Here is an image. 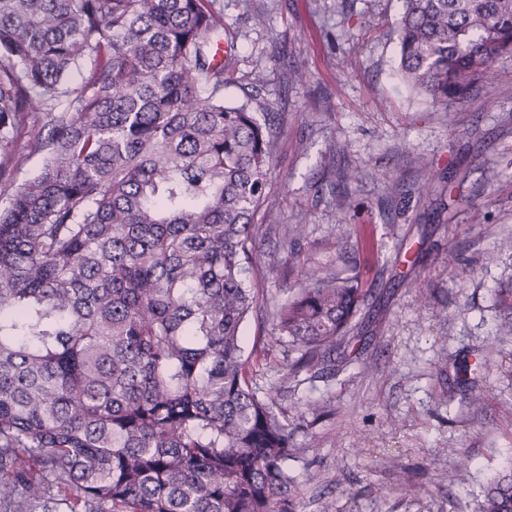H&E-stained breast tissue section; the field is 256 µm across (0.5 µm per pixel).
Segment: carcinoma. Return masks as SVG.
<instances>
[{"label":"carcinoma","mask_w":512,"mask_h":512,"mask_svg":"<svg viewBox=\"0 0 512 512\" xmlns=\"http://www.w3.org/2000/svg\"><path fill=\"white\" fill-rule=\"evenodd\" d=\"M403 3L398 71L435 104L512 57V0ZM234 60L218 0H0V512H297L305 449L241 342L273 155ZM366 296L304 268L273 313L290 370ZM473 512H512V465Z\"/></svg>","instance_id":"obj_1"}]
</instances>
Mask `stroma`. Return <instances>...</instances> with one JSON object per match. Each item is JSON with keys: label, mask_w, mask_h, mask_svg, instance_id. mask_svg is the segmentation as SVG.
<instances>
[{"label": "stroma", "mask_w": 512, "mask_h": 512, "mask_svg": "<svg viewBox=\"0 0 512 512\" xmlns=\"http://www.w3.org/2000/svg\"><path fill=\"white\" fill-rule=\"evenodd\" d=\"M220 8L236 46L224 93L272 132L275 178L256 217L269 273L243 346L306 451L288 464L299 510L471 512L512 452V326L496 299L512 289V58L496 61V84L443 107L397 76L401 0ZM295 68L303 80H291ZM347 168L359 182H342ZM288 224L305 228L290 247ZM457 263L467 281L451 279ZM308 265L360 274L371 290L355 318L361 355L332 376L289 371L288 337L255 344ZM478 394L482 408L470 407ZM464 454L473 464L458 477ZM403 465L421 492L400 484Z\"/></svg>", "instance_id": "35a3bbf8"}]
</instances>
